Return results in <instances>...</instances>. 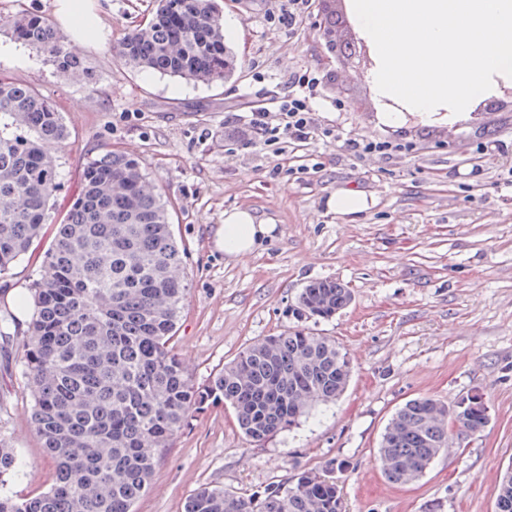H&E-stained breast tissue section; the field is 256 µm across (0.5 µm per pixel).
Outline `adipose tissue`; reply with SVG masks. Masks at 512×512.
<instances>
[{
    "mask_svg": "<svg viewBox=\"0 0 512 512\" xmlns=\"http://www.w3.org/2000/svg\"><path fill=\"white\" fill-rule=\"evenodd\" d=\"M373 64L364 79L386 127L409 119L453 123L512 84V0H346ZM74 44L99 45L93 0H54ZM277 233L251 210L225 212L215 245L227 259L252 254Z\"/></svg>",
    "mask_w": 512,
    "mask_h": 512,
    "instance_id": "obj_1",
    "label": "adipose tissue"
}]
</instances>
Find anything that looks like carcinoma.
I'll return each mask as SVG.
<instances>
[{
	"instance_id": "obj_1",
	"label": "carcinoma",
	"mask_w": 512,
	"mask_h": 512,
	"mask_svg": "<svg viewBox=\"0 0 512 512\" xmlns=\"http://www.w3.org/2000/svg\"><path fill=\"white\" fill-rule=\"evenodd\" d=\"M0 25L39 49L62 77L93 80L46 18L0 16ZM116 54L133 68L203 83L234 71L217 0H156L151 19L127 33ZM67 138L53 102L0 78V275L52 221L59 175L46 145ZM184 257L167 204L136 160L112 151L84 167L80 194L32 282L34 312L18 360L55 478L36 496L8 492L21 463L0 432V512H132L192 413L222 403L246 438L262 444L344 392L346 352L335 339L298 327L246 347L197 385L169 349L188 292L176 276ZM351 300L350 289L318 279L302 289L292 314L329 319ZM488 421L478 395L452 405L408 401L379 444L384 474L395 483L418 479L448 447L450 424L475 435ZM185 512H342L336 464L248 499L203 487ZM496 512H512V471L500 480Z\"/></svg>"
}]
</instances>
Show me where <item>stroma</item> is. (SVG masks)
I'll return each mask as SVG.
<instances>
[{
    "label": "stroma",
    "mask_w": 512,
    "mask_h": 512,
    "mask_svg": "<svg viewBox=\"0 0 512 512\" xmlns=\"http://www.w3.org/2000/svg\"><path fill=\"white\" fill-rule=\"evenodd\" d=\"M276 5L224 0L225 19L237 26L228 42L237 69L210 84L136 70L111 52L151 18L154 0H95L107 38L77 52L97 76L89 84L61 77L0 29V75L37 88L69 132L56 151L54 218L78 195L87 161L111 149L137 160L167 203L190 284L171 347L196 383L246 346L303 326L290 309L308 282L334 279L352 292L347 308L313 326L351 360L345 393L260 445L223 405L195 413L133 512H184L210 485L248 497L332 461L345 464L336 474L343 512H496L499 482L512 468V87L500 85L498 111L452 125L382 126L363 78L367 62L341 65L327 45V16L344 15V0H317L292 32L269 21ZM306 67L324 77L310 102L324 135L293 150L246 144L252 106L287 95L290 74ZM345 139L406 149L359 159L344 150ZM339 187L364 193L368 209L351 219L329 212L326 200ZM238 207L276 224L277 234L229 261L214 233ZM54 235L46 225L0 276V308L11 312L15 336L27 330L30 284ZM471 393L489 407L482 432L453 438L417 481H388L376 456L393 413L417 397L452 404ZM0 396V426L23 470L11 490L38 494L54 465L34 431L31 390L13 348L0 351Z\"/></svg>",
    "instance_id": "35a3bbf8"
}]
</instances>
